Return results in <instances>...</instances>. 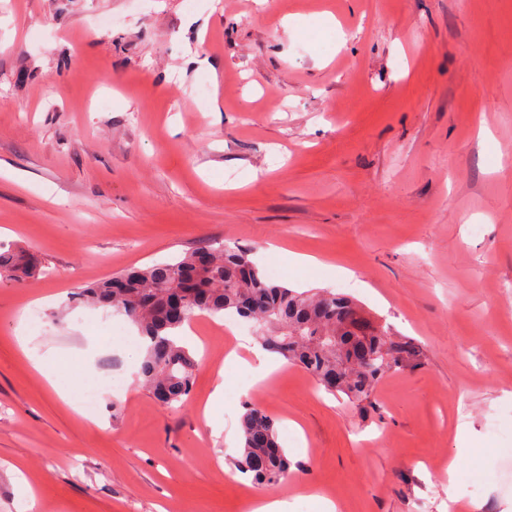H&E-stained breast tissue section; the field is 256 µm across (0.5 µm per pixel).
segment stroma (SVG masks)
I'll return each instance as SVG.
<instances>
[{"instance_id":"obj_1","label":"stroma","mask_w":512,"mask_h":512,"mask_svg":"<svg viewBox=\"0 0 512 512\" xmlns=\"http://www.w3.org/2000/svg\"><path fill=\"white\" fill-rule=\"evenodd\" d=\"M0 242L44 265L0 278V512L19 477L27 512H512V0H0ZM220 243L345 291L420 367L366 408L286 362L251 390L201 315L191 399L161 405L107 337L130 323L73 297ZM87 375L125 386L87 412ZM248 403L294 465L273 489L235 465Z\"/></svg>"}]
</instances>
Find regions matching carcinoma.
I'll return each mask as SVG.
<instances>
[{
	"label": "carcinoma",
	"mask_w": 512,
	"mask_h": 512,
	"mask_svg": "<svg viewBox=\"0 0 512 512\" xmlns=\"http://www.w3.org/2000/svg\"><path fill=\"white\" fill-rule=\"evenodd\" d=\"M0 272L29 279L40 274L41 263L30 252L4 250ZM78 296L137 327L145 345L140 383L171 408L189 401L198 365L175 331L199 315L232 313L255 323L267 350L303 368L325 391L357 402L370 400L385 374L420 361L411 339L360 315L348 298L328 290L299 293L272 282L251 260V250L237 246H198L177 259L100 280ZM338 374L345 377L341 387ZM240 430L243 454L237 466L258 486L279 485L290 462L275 421L247 404Z\"/></svg>",
	"instance_id": "1"
}]
</instances>
